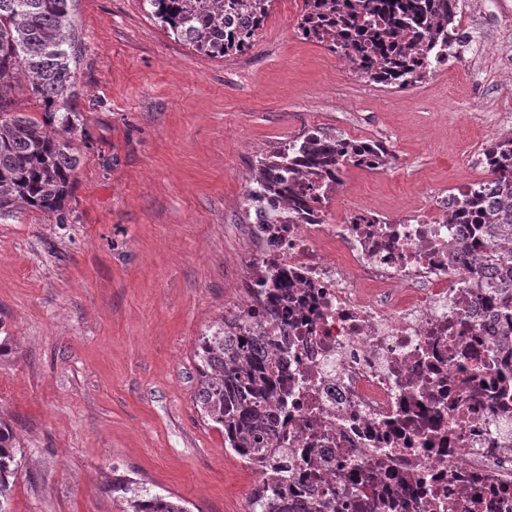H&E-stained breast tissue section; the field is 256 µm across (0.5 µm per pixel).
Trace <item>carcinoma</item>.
I'll return each mask as SVG.
<instances>
[{
  "label": "carcinoma",
  "instance_id": "carcinoma-1",
  "mask_svg": "<svg viewBox=\"0 0 512 512\" xmlns=\"http://www.w3.org/2000/svg\"><path fill=\"white\" fill-rule=\"evenodd\" d=\"M76 0H0V222L32 211L68 223L66 203L89 136L73 109L77 62L84 51ZM165 30L197 53L222 57L252 48L274 0H143ZM459 0H303L298 33L346 60L360 78L390 88L428 77L433 49L450 45ZM39 104L22 112L14 86ZM372 156L385 167L393 153L378 142L331 136L318 128L252 167V200L280 198L288 213L315 210L336 190V171ZM491 179L462 196L451 223L463 225L455 259L479 278L494 274L488 307L512 308V260L498 249L512 244V136L486 146ZM288 161V177L269 181L267 170ZM196 406L201 418L224 431V447L240 457L264 455L266 406L276 388V363L255 336L222 318L198 339L194 354ZM22 460L17 436L0 418V512H9L13 478ZM126 512H188L179 500L122 483ZM251 512H290L282 486L273 482L251 500Z\"/></svg>",
  "mask_w": 512,
  "mask_h": 512
}]
</instances>
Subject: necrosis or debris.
Listing matches in <instances>:
<instances>
[{
	"instance_id": "1",
	"label": "necrosis or debris",
	"mask_w": 512,
	"mask_h": 512,
	"mask_svg": "<svg viewBox=\"0 0 512 512\" xmlns=\"http://www.w3.org/2000/svg\"><path fill=\"white\" fill-rule=\"evenodd\" d=\"M458 200L406 219L253 211L235 317L264 336L278 392L267 458L245 467L283 481L290 512H512V320L453 269Z\"/></svg>"
}]
</instances>
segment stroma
Masks as SVG:
<instances>
[{"label":"stroma","instance_id":"1","mask_svg":"<svg viewBox=\"0 0 512 512\" xmlns=\"http://www.w3.org/2000/svg\"><path fill=\"white\" fill-rule=\"evenodd\" d=\"M494 39L400 95L369 90L275 0L254 47L221 58L169 37L142 0H78L74 103L89 134L68 223H0V416L22 462L10 512H123L119 484L189 512H248L254 477L195 405L194 352L237 310L256 159L309 128L386 145L329 214L399 215L472 182L465 153L512 135V0H482Z\"/></svg>","mask_w":512,"mask_h":512}]
</instances>
